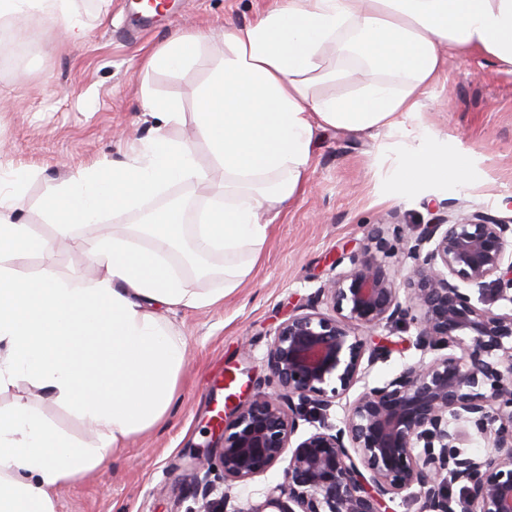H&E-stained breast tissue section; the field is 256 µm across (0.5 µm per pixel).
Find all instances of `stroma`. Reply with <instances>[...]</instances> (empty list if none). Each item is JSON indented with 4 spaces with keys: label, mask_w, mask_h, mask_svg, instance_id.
<instances>
[{
    "label": "stroma",
    "mask_w": 512,
    "mask_h": 512,
    "mask_svg": "<svg viewBox=\"0 0 512 512\" xmlns=\"http://www.w3.org/2000/svg\"><path fill=\"white\" fill-rule=\"evenodd\" d=\"M282 3L175 0L169 12L138 22L132 0H74L84 28L79 37L34 16L12 21L26 50L17 63L0 64V181L21 168L36 172L25 186L19 218L51 235L41 205L56 185L86 168L128 160L157 125L142 112L146 93L178 105L182 117L169 135L193 146L213 182L223 181L197 133L195 97L224 53L225 23L248 26ZM176 31L203 36L196 59L172 72L147 68V57ZM418 120L449 153L467 158L465 183L451 179L398 192L389 178L401 151L395 137L318 131L307 187L271 216L267 243L247 282L224 302L163 312L189 348L167 419L132 437L107 469L60 487L55 512H187L195 504L185 494L192 457L206 452L211 419L230 412L235 397L251 386L266 384L265 356L277 326L335 276L337 251L366 244L373 225L383 224L397 247L389 263L398 266L406 260V241L435 216L482 211L512 217V70L479 54L445 50ZM47 264L81 286L93 278L74 243L53 260L30 256L15 267L28 274ZM380 335L389 355L369 367L372 385L422 357L415 329L393 326Z\"/></svg>",
    "instance_id": "1"
}]
</instances>
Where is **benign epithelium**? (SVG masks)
Here are the masks:
<instances>
[{"label":"benign epithelium","instance_id":"7a95c632","mask_svg":"<svg viewBox=\"0 0 512 512\" xmlns=\"http://www.w3.org/2000/svg\"><path fill=\"white\" fill-rule=\"evenodd\" d=\"M511 234V219L439 215L399 268L386 264L395 246L380 224L369 243L337 253L345 269L275 330L266 355L273 391L213 419L210 450L189 478L196 512H225L234 485L284 459L283 481L233 512H390L397 497L418 512H456L455 485L464 512H512V309H492L512 304ZM323 301L332 313L319 310ZM397 323L415 328L432 358L364 384L340 424L328 423L383 357L375 332ZM302 421L318 426L294 445ZM472 429L487 442L479 455L463 449ZM213 476L224 493L211 500Z\"/></svg>","mask_w":512,"mask_h":512}]
</instances>
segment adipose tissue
<instances>
[{"mask_svg":"<svg viewBox=\"0 0 512 512\" xmlns=\"http://www.w3.org/2000/svg\"><path fill=\"white\" fill-rule=\"evenodd\" d=\"M29 11L74 24L69 0H0L1 21ZM200 43L172 35L148 64L178 69ZM349 45L375 79L349 95L313 93V81L348 79L323 72L322 61L328 47ZM448 48L512 68V0H286L247 27L225 26L224 54L198 91V132L224 171L222 184L210 183L190 145L167 134L181 119L177 107L149 96L143 108L161 125L134 158L79 171L46 197L53 238L12 217L34 176L15 172L0 194V391L26 382L88 423L99 442L75 445L26 401L0 411V512H55L59 487L106 468L132 436L165 419L188 348L158 308L208 307L243 285L269 237L263 213L305 190L317 129L398 136L414 155L392 171L399 191L464 180L466 163L449 159L414 121ZM176 183L207 186L214 199L193 227V249L223 253V287H196L172 261L183 236L180 206L127 233L98 231L104 215L139 209ZM77 226L101 270L90 287L49 266L29 276L11 267L19 256L52 255Z\"/></svg>","mask_w":512,"mask_h":512,"instance_id":"adipose-tissue-1","label":"adipose tissue"}]
</instances>
